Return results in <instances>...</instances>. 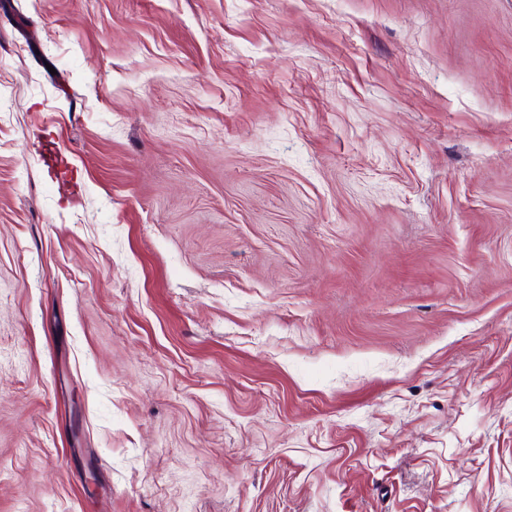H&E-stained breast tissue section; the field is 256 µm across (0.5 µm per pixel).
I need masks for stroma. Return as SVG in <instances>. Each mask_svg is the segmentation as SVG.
Segmentation results:
<instances>
[{
	"label": "stroma",
	"instance_id": "stroma-1",
	"mask_svg": "<svg viewBox=\"0 0 512 512\" xmlns=\"http://www.w3.org/2000/svg\"><path fill=\"white\" fill-rule=\"evenodd\" d=\"M0 512H512V0H0Z\"/></svg>",
	"mask_w": 512,
	"mask_h": 512
}]
</instances>
